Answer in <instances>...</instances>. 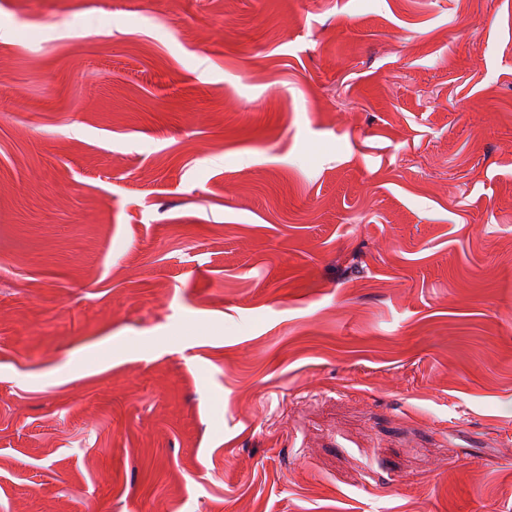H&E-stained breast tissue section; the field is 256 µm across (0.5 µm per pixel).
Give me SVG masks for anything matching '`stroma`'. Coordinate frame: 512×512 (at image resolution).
Wrapping results in <instances>:
<instances>
[{"label": "stroma", "instance_id": "stroma-1", "mask_svg": "<svg viewBox=\"0 0 512 512\" xmlns=\"http://www.w3.org/2000/svg\"><path fill=\"white\" fill-rule=\"evenodd\" d=\"M0 512H512V0H0Z\"/></svg>", "mask_w": 512, "mask_h": 512}]
</instances>
